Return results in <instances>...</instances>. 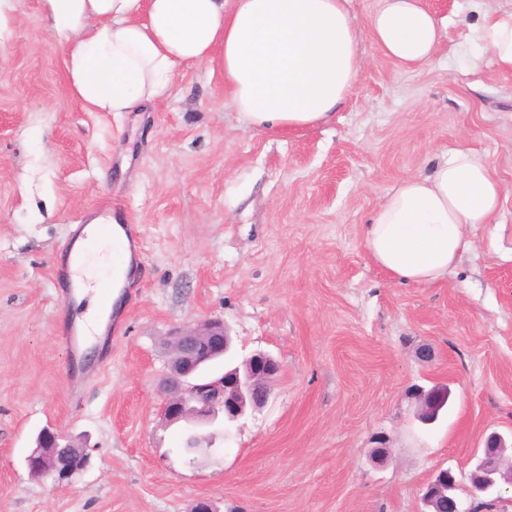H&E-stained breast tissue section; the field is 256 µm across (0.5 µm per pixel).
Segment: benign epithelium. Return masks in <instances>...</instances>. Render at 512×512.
Masks as SVG:
<instances>
[{"instance_id": "obj_1", "label": "benign epithelium", "mask_w": 512, "mask_h": 512, "mask_svg": "<svg viewBox=\"0 0 512 512\" xmlns=\"http://www.w3.org/2000/svg\"><path fill=\"white\" fill-rule=\"evenodd\" d=\"M176 354L170 361V376L164 388L163 417L170 423L181 419L210 422L223 415L224 434L244 414L246 407L267 404L272 385L281 365L272 356L259 352L241 365L225 369L219 375H204L197 368L225 355L230 349V336L224 321L205 319L181 329L171 336ZM419 418L427 423L436 420L434 396H419ZM42 435L53 441L51 448H35L27 457V467L36 477L51 476L62 485L84 470L89 453L83 445L72 443L58 431L47 428ZM512 448V436L490 433L480 450L477 464L470 474L469 495L474 498L500 499L512 488V464L504 466L506 453ZM460 480L454 471L442 469L424 487L423 512H435L438 500H444L448 512H465L457 491Z\"/></svg>"}]
</instances>
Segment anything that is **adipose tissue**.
Returning a JSON list of instances; mask_svg holds the SVG:
<instances>
[{"label": "adipose tissue", "mask_w": 512, "mask_h": 512, "mask_svg": "<svg viewBox=\"0 0 512 512\" xmlns=\"http://www.w3.org/2000/svg\"><path fill=\"white\" fill-rule=\"evenodd\" d=\"M348 0H41L65 42L70 94L89 112H132L160 96L184 63H218L247 125L264 132L332 121L363 67L361 34L404 69L430 64L447 18L423 0H379L359 32ZM479 36L512 71V13L482 14ZM503 188L473 152H448L429 174L407 175L363 231L372 260L395 282L445 280L473 229L493 223ZM71 272L90 299L86 336L100 331L112 241L93 238Z\"/></svg>", "instance_id": "obj_1"}]
</instances>
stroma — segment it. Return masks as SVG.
I'll return each instance as SVG.
<instances>
[{"label": "stroma", "mask_w": 512, "mask_h": 512, "mask_svg": "<svg viewBox=\"0 0 512 512\" xmlns=\"http://www.w3.org/2000/svg\"><path fill=\"white\" fill-rule=\"evenodd\" d=\"M450 24L407 71L362 38L358 83L326 125L243 124L218 65L185 63L135 112H87L40 0L0 31V512H419L442 469L467 481L491 432L512 431V72L478 47L469 0H424ZM472 150L506 190L447 280L390 281L362 242L398 179ZM137 225L118 334L70 359L56 270L102 201ZM221 318L234 356L281 372L231 440L187 462L166 425V339ZM448 411L416 417L417 388ZM51 426L86 439L64 485L25 459ZM386 448L384 465L368 453Z\"/></svg>", "instance_id": "stroma-1"}]
</instances>
